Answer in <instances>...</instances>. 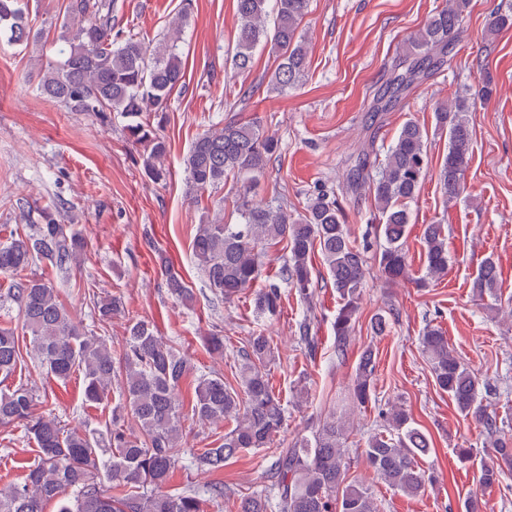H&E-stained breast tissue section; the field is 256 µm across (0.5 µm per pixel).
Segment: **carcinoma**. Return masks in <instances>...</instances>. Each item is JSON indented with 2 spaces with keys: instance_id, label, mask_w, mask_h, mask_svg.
<instances>
[{
  "instance_id": "carcinoma-1",
  "label": "carcinoma",
  "mask_w": 512,
  "mask_h": 512,
  "mask_svg": "<svg viewBox=\"0 0 512 512\" xmlns=\"http://www.w3.org/2000/svg\"><path fill=\"white\" fill-rule=\"evenodd\" d=\"M270 0H236L240 27L231 62L235 70L250 69L255 50L271 47L278 63L269 81L273 91L284 93L298 86L308 69L307 51L299 32L309 0H276L273 26ZM471 0H450L447 7L430 16L413 37L417 53L395 61L392 78L374 97L371 111L385 112L398 103L418 79L428 75L434 61L449 54ZM30 0H0V38L27 49L41 37L33 26ZM61 59L42 70L38 90L60 102L71 112H92L105 120L118 113L126 120L128 140L147 150L144 169L155 181H163L167 170L159 161L168 153V142L155 125L143 117L168 109L171 94L182 87L185 64L178 39L164 34L155 43L145 42L119 26L117 0H67L61 18ZM470 98L458 96L452 105L434 111L435 128L448 134V153L439 180L446 200L466 192L465 172L472 155L473 133L468 119ZM427 131L406 121L384 160L369 169L370 154L346 175L350 188L368 184L380 214L379 236L383 244L375 252L379 276L395 283L408 274L407 203L418 194L430 171ZM278 147L273 136L263 133L256 122L214 126L191 143L183 163L191 191L203 195L224 186V179L255 181L266 173L267 163ZM242 223L224 224L217 219L199 225L193 253L213 290L231 301L258 282L259 254L271 241L286 242L288 262L282 279L300 298L312 303V257L320 252L331 287L341 300L333 329L336 356L347 354L355 328L359 297L366 277V255L372 242L350 241L345 213L337 199L324 188L307 198L303 213L294 216L280 203L255 202L243 187L237 200ZM425 272L421 285L448 273V235L444 225L427 224L423 229ZM81 240L67 226L45 215V223L15 229L0 242V277L10 280L8 298L18 304L24 330L40 367L58 381L74 374L82 376L84 400L100 404L108 398L112 380L120 379L123 408L137 420L130 430L119 410H112V425L105 442L112 449L99 456L98 440L80 427L66 428L56 418L36 412L34 390L24 383L7 384L24 363L19 338L10 327L0 326V426L18 425L38 448V461L21 483L0 490V512H45L67 488L71 500L59 504L57 512H203L202 500L185 491H163L175 466L182 441V414L177 392L191 372L187 359L156 335L152 323L132 321L114 354L107 340L86 335L66 309L49 282L22 275L38 260H46L60 271L69 269L80 255ZM161 270L170 293L184 301L192 294L183 278L160 257ZM499 278L491 258L480 265L475 284L479 295H494ZM254 305L263 315L280 312L281 291L275 283L258 289ZM102 322L125 312L121 297L112 295L94 303ZM435 385L457 409L496 429V419L483 405L479 380L454 355L441 328L428 325L420 338ZM275 359L274 347L264 333L253 334L240 367L238 388L224 377L197 378L193 416L201 424L234 421L224 433V442L207 448L195 462L209 470L247 449L271 448L282 428L285 409L270 385L268 365ZM376 358L371 348L360 354L350 391L353 402L363 407L371 400ZM382 428L367 438L365 457L378 477L391 488L409 496L425 492L435 477L426 474L419 459L430 449L426 433L414 427L411 415L401 405L380 410ZM347 413L332 410L312 428L310 435L278 451L269 469L273 493L243 496L237 512H376L372 492L348 479L346 455ZM512 470V439L498 438L493 453L481 461L479 483L490 487ZM118 482L124 493L114 497L101 481Z\"/></svg>"
}]
</instances>
